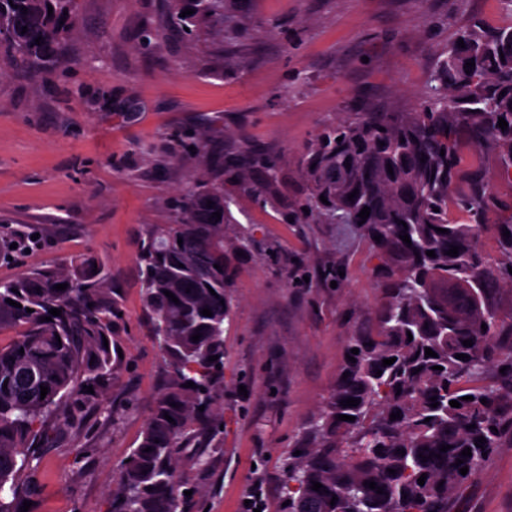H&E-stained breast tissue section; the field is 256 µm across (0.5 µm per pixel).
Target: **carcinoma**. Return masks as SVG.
I'll return each mask as SVG.
<instances>
[{
	"instance_id": "obj_1",
	"label": "carcinoma",
	"mask_w": 512,
	"mask_h": 512,
	"mask_svg": "<svg viewBox=\"0 0 512 512\" xmlns=\"http://www.w3.org/2000/svg\"><path fill=\"white\" fill-rule=\"evenodd\" d=\"M226 2L169 0L168 30L192 39L204 27L222 36L230 26ZM187 8L195 13L181 16ZM78 13L79 0H0V57L16 71L52 62ZM459 37L465 47L453 43L440 63L442 91L422 98L412 112L364 109L340 118L301 157L307 188L293 222L360 225L379 260L385 302L375 333L348 341L346 353L359 349L356 362L345 361L349 376L338 380L325 409L306 422L303 437L283 456L281 501L290 504L279 512H449L461 485L512 436V347L501 346L504 325L490 304L499 288H512V219L501 225L511 236L499 237L507 261L490 265L476 247L487 213L511 211L512 204L478 171L461 168L463 147H490L512 179V27L487 29L475 22ZM468 62L475 66L464 68ZM501 118L505 129L498 127ZM169 142L173 153L194 159L200 169L180 191L169 221L149 225L138 242L149 333L160 342L166 381L139 443L117 466L106 512H184L185 492L203 498L186 470H207L212 442L223 434L230 288L238 253L256 246L250 228L232 223L230 203L242 190L271 205L278 181L277 160L251 149L224 180V156L214 157L209 125L176 127ZM365 207L370 214L363 222L358 214ZM215 212L221 219L213 218ZM404 234L411 244L400 239ZM32 235L0 224L6 244L0 257L39 247L41 239ZM453 246L459 247L456 257L446 254ZM94 264L92 256L50 261L0 281V329H19L9 344H0V512H21L37 487L40 451L53 447L62 429L83 421L89 404L102 408L100 396L116 368L121 304ZM58 284L67 288L54 289ZM52 308L61 315L50 316ZM205 308L212 316L202 315ZM465 340L473 345H463ZM427 348L437 356H425ZM211 356L217 360L208 361ZM389 358L395 363L382 366ZM188 382L194 386L184 387ZM42 385L48 388L44 398ZM347 398L360 403L340 405ZM451 400L460 407L450 406ZM397 411L401 418L390 419ZM340 415L355 420L340 421ZM481 436L486 442L479 447ZM444 445L450 449L442 453ZM467 447L470 457L461 455ZM315 482L322 484L318 491Z\"/></svg>"
}]
</instances>
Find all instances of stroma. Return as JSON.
Segmentation results:
<instances>
[{"mask_svg":"<svg viewBox=\"0 0 512 512\" xmlns=\"http://www.w3.org/2000/svg\"><path fill=\"white\" fill-rule=\"evenodd\" d=\"M247 38L194 41L166 33L165 0H80L58 62L37 74L0 59V219L32 224L42 249L0 260V280L56 260L93 255L119 289L123 356L106 395L43 452L29 512H105L117 464L137 445L163 382L148 336L136 244L170 216L194 163L173 158L178 125L218 119L225 152L242 141L276 156L275 207L243 193L234 223L257 246L238 263L224 332V437L200 477L209 512H242L260 486L280 506L282 452L323 410L349 336L373 327L384 290L355 224H285L302 197L298 168L313 136L370 105L411 111L440 60L474 21L512 26L505 0H228ZM165 32L161 49L138 35ZM342 271L339 284L325 274ZM451 512H512V440L458 491Z\"/></svg>","mask_w":512,"mask_h":512,"instance_id":"35a3bbf8","label":"stroma"}]
</instances>
